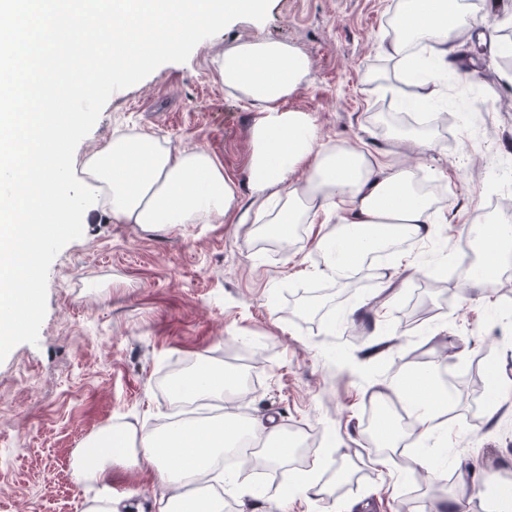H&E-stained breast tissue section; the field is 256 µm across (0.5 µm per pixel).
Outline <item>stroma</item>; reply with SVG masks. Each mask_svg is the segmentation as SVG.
Listing matches in <instances>:
<instances>
[{"mask_svg": "<svg viewBox=\"0 0 512 512\" xmlns=\"http://www.w3.org/2000/svg\"><path fill=\"white\" fill-rule=\"evenodd\" d=\"M401 0H265L262 11L197 33L118 88L94 97L68 144L77 157L119 132L147 133L179 151L201 146L235 189L220 224L143 227L97 209L64 220L46 250L38 316L0 352V512H83L101 484L75 467L82 445L102 428L165 427L177 414L164 383L184 365L226 367L232 346L250 341L256 383L236 411L274 419L310 453L265 474V512L299 472L316 470L329 493L297 494L283 512H432L463 468L512 479V397L488 416L494 380L512 383V269L495 283L451 274L467 257L464 229L492 199L512 202V67L497 45L512 30V0H483L452 58L433 104L443 129L415 136L383 128L408 94L403 62L387 51V26ZM279 40L306 71L283 106L309 114L320 143L360 145L409 165L432 186L438 222L431 239L407 240L374 272L344 283L323 273L319 225H296L289 245H267L251 187L254 108L224 85L214 55L243 42ZM500 102V111L484 110ZM320 289L318 310L302 313ZM362 336V344L350 335ZM436 371L449 376L437 454L444 481L414 463L404 418L401 447L369 445L368 414L390 380ZM334 454L335 466L321 462ZM158 485L145 464L112 467V493L132 512H152Z\"/></svg>", "mask_w": 512, "mask_h": 512, "instance_id": "obj_1", "label": "stroma"}]
</instances>
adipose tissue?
<instances>
[{"instance_id": "ef3b65f1", "label": "adipose tissue", "mask_w": 512, "mask_h": 512, "mask_svg": "<svg viewBox=\"0 0 512 512\" xmlns=\"http://www.w3.org/2000/svg\"><path fill=\"white\" fill-rule=\"evenodd\" d=\"M263 0H0V349L8 347L36 313L35 297L46 236L57 218L103 208L116 222L141 226L220 224L234 191L223 164L208 150L174 152L148 134L113 138L77 158L67 147L75 120L65 99L95 95L138 70L152 45L170 51L196 31L259 11ZM465 11L461 0H408L406 31L423 42L438 69L451 67L448 40ZM225 86L256 108L251 129L252 188L264 235L287 243L295 224L338 214L319 242H335L326 274L350 279L367 253L387 249L390 229L426 238L435 222L432 201L416 193L410 170L358 146L318 143L312 123L283 102L305 75L288 45L253 41L218 55ZM479 266L493 277L512 225L480 224ZM436 373L410 374L392 383L420 425L415 458L428 471L426 452L436 428L430 391ZM236 375L201 367L181 378L175 395L191 399L237 392ZM258 448L266 461L287 462L297 443L285 430L261 421L230 432L216 421L182 431L107 426L83 473L106 481L113 461L134 452L161 482L155 512H224L225 481L217 460L233 442Z\"/></svg>"}]
</instances>
